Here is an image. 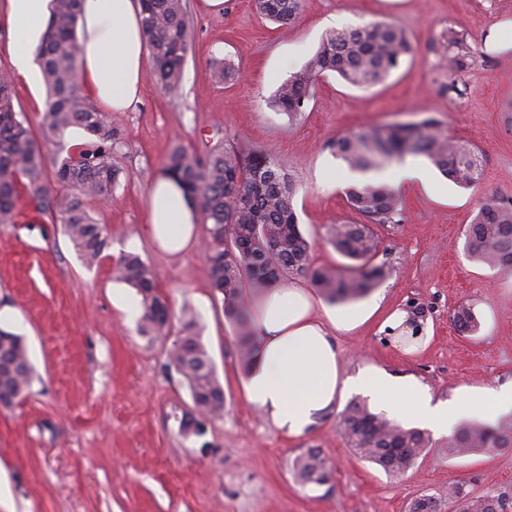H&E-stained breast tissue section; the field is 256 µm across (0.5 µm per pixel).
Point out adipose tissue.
I'll return each mask as SVG.
<instances>
[{"label": "adipose tissue", "instance_id": "adipose-tissue-1", "mask_svg": "<svg viewBox=\"0 0 512 512\" xmlns=\"http://www.w3.org/2000/svg\"><path fill=\"white\" fill-rule=\"evenodd\" d=\"M49 2L0 0V16L10 27L8 53L26 77L32 74L30 62L49 17ZM77 37L76 67L84 92L100 111H124L137 97L147 63L137 0H82ZM147 195L149 235L169 254L185 252L197 237L199 215L181 186L160 174ZM251 313L260 346L243 382L245 398L285 435L303 436L356 382L377 402L438 436L463 419L484 423L512 414V381L436 404L411 378L369 373L356 381L344 376L333 333L352 329L366 319V312L321 316L309 291L297 285L268 289L252 304Z\"/></svg>", "mask_w": 512, "mask_h": 512}]
</instances>
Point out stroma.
<instances>
[{
    "mask_svg": "<svg viewBox=\"0 0 512 512\" xmlns=\"http://www.w3.org/2000/svg\"><path fill=\"white\" fill-rule=\"evenodd\" d=\"M193 47L182 93L169 97L154 64L141 91L111 120L124 142L111 204L87 209L109 236L85 265L60 224L19 206L0 224V328L24 336L34 379L30 395L0 408V512H408L423 494L462 486L479 496L512 492V446L463 457L442 454V437L405 474L391 476L350 448L338 429L351 392L303 436L278 431L246 401L234 324L210 286L204 242L184 254L160 252L145 231L147 185L175 145L273 150L297 186L296 212L311 242L313 266L347 260L328 243L333 224H360L345 197L353 183L331 141L368 125L439 121L478 149L483 178L463 188L421 155L428 187L400 185L402 218L377 224L374 262L386 277L356 306L378 300L370 317L335 335L346 375L381 371L410 377L434 400L512 380V275L474 261L466 230L489 196L512 201V0H303L295 22L274 24L255 0H186ZM377 20L398 23L413 50L383 82L352 86L321 78L296 119L270 105L288 76L334 29ZM234 79L215 82L213 59ZM153 268L173 321L196 317L224 386V414L202 437L180 431L191 405L176 372L164 371L171 339L140 335L141 298L112 268L122 253ZM466 304L478 322L460 332L453 320ZM415 313L429 341L413 355L380 332L395 309ZM321 452L332 468L325 485L296 483L295 459Z\"/></svg>",
    "mask_w": 512,
    "mask_h": 512,
    "instance_id": "35a3bbf8",
    "label": "stroma"
}]
</instances>
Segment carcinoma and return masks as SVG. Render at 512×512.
<instances>
[{"instance_id":"carcinoma-1","label":"carcinoma","mask_w":512,"mask_h":512,"mask_svg":"<svg viewBox=\"0 0 512 512\" xmlns=\"http://www.w3.org/2000/svg\"><path fill=\"white\" fill-rule=\"evenodd\" d=\"M139 4L145 41L161 84L177 96L192 40L186 0H139ZM80 5L81 0H52L45 32L35 50L48 98V109L41 115V137H36L24 113L15 108L12 75L0 71V223L11 222L19 202L25 200L36 212L59 222L84 264L91 266L108 248V235L90 216L87 201L102 203L113 198L120 168L112 159L122 137L112 126L110 113L100 111L80 89L76 69ZM301 6L302 0H256L259 13L282 26L295 20ZM411 51L405 31L393 23L374 22L331 32L278 87L274 106L293 120L305 111L316 83L327 73L334 72L355 87H372ZM72 129L83 131L85 141L47 160L43 146H63ZM330 148L349 171L362 176L379 175L407 153L427 157L462 187L479 184L483 171L481 153L452 139L431 119L363 127L336 138ZM162 170L180 182L204 218L208 277L222 295L224 313L236 326L239 362L245 371L253 364L258 340L250 310L241 301L244 282L265 289L289 276H305L326 299L343 302L369 293L385 276L384 266L373 264L378 239L370 225L401 221L399 197L386 183L357 182L347 188L350 206L367 223L333 224L328 234L332 245L352 264L314 268L310 244L294 207L297 184L272 151L222 148L200 154L177 145L167 154ZM467 247L476 260L512 274V202L486 198L469 225ZM115 271L118 279L141 296L142 335H167L170 307L157 290L152 267L140 255L128 252L116 261ZM453 318L462 332L477 329L468 306L458 307ZM165 368L180 374L190 392L192 407L180 421L181 432L203 435L207 424L223 415L225 398L195 318L180 320ZM31 379L24 338L0 329V406L10 408L25 399ZM338 427L350 447L388 474L407 472L429 448L424 432L374 413L360 401L345 409ZM508 444L512 436L500 426H464L448 440L444 451L455 457ZM294 474L302 485H324L331 480L325 459L313 449L295 460ZM447 501L455 506L454 512H512L508 493L473 496L460 486L448 488L446 494L418 497L409 512H444Z\"/></svg>"}]
</instances>
